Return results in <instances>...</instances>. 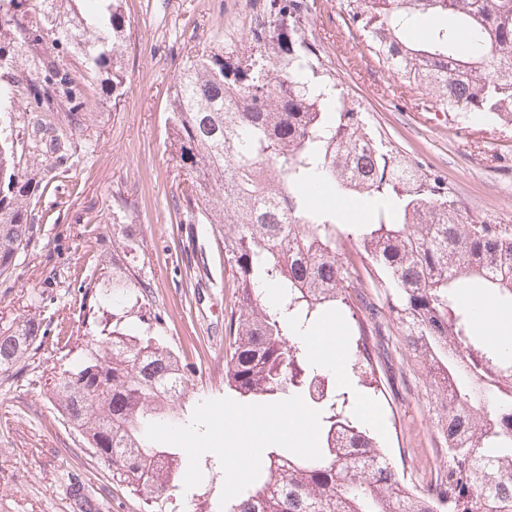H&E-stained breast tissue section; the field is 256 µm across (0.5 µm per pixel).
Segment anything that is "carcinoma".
<instances>
[{"instance_id": "carcinoma-1", "label": "carcinoma", "mask_w": 512, "mask_h": 512, "mask_svg": "<svg viewBox=\"0 0 512 512\" xmlns=\"http://www.w3.org/2000/svg\"><path fill=\"white\" fill-rule=\"evenodd\" d=\"M372 54L404 82L429 94L434 112H481L512 125V0H360ZM29 13L22 42L49 39L81 55L117 98L125 84L121 0H0V11ZM300 0H263L248 50L211 42L185 56L170 87L166 125L189 182L194 220L216 225L236 283L228 325L224 386L238 398L280 402L294 395L316 413L309 451L273 446L249 487L215 512H512V357L475 332L463 289L512 305V227L462 212L442 179L421 172L371 136L338 91L305 34ZM439 17L416 40L403 31ZM28 105L90 110L71 72L42 64L27 72ZM373 199L341 230L334 209L311 193ZM14 143L0 139V269L28 247L33 229ZM356 254L359 260L352 259ZM376 277L429 397L447 468L410 485L387 451L349 410L346 393L289 338L288 322L354 323L360 269ZM282 290L281 309L257 285ZM150 284L112 263V276L80 285L89 308L112 307V330L91 336L86 354L54 380L53 397L86 445L149 507L188 492L186 456L157 439L186 422V365L158 337L123 324L129 297L148 302ZM39 324L0 333V371L24 359Z\"/></svg>"}]
</instances>
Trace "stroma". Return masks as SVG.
Listing matches in <instances>:
<instances>
[{"label": "stroma", "instance_id": "obj_1", "mask_svg": "<svg viewBox=\"0 0 512 512\" xmlns=\"http://www.w3.org/2000/svg\"><path fill=\"white\" fill-rule=\"evenodd\" d=\"M306 35L335 75L365 127L422 171L441 177L469 216L512 225V125L489 117L437 115L422 94L394 76L355 39L350 0H307ZM129 24L123 45L125 93L117 105L87 113L72 130L68 111L29 112L27 86L13 84L15 109L0 116L32 178L35 230L29 246L0 273V328L40 323L44 336L29 358L0 371V512H150L112 481L103 461L62 419L53 380L82 356L101 328L86 319L79 285L112 273L113 261L133 257L151 287L150 306L127 318L137 329L162 317L167 345L190 379L185 433L164 437L191 446L183 473L196 493L224 494V429L218 417L234 395L224 388L227 323L237 291L215 244L213 227L194 223L183 205L186 188L166 132L169 89L187 54L212 41L247 45L256 0H122ZM77 139L66 166H54L52 141ZM139 243L129 252L127 234ZM381 291L361 289L356 317L368 340L374 389L354 388L371 432L418 486L447 465L424 383L391 319L376 317Z\"/></svg>", "mask_w": 512, "mask_h": 512}]
</instances>
